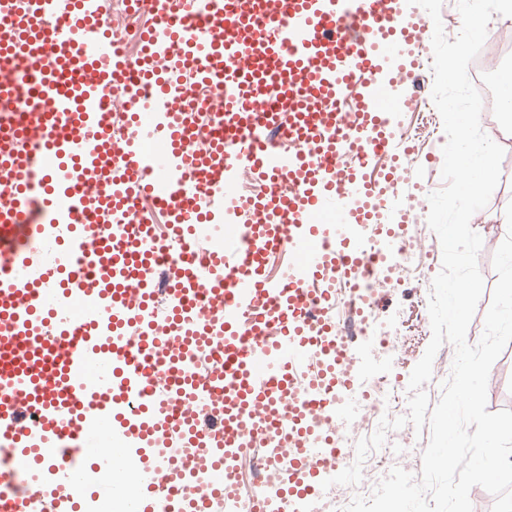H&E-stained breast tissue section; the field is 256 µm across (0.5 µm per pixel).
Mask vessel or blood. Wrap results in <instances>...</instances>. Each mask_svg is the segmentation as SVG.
I'll use <instances>...</instances> for the list:
<instances>
[{"label": "vessel or blood", "mask_w": 512, "mask_h": 512, "mask_svg": "<svg viewBox=\"0 0 512 512\" xmlns=\"http://www.w3.org/2000/svg\"><path fill=\"white\" fill-rule=\"evenodd\" d=\"M153 7L131 58L107 0H0V107L27 106L0 119V512H105L116 461L144 490L127 512H244L257 446L288 461L261 512H309L350 457L309 421L367 405L331 301L375 258L408 162L386 89L433 24L406 0Z\"/></svg>", "instance_id": "vessel-or-blood-1"}]
</instances>
